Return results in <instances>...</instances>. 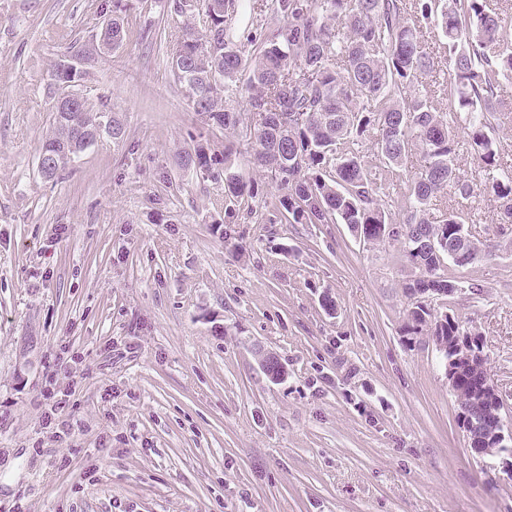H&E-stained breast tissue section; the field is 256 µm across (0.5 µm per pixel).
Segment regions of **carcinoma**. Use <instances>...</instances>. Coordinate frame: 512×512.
I'll list each match as a JSON object with an SVG mask.
<instances>
[{
    "label": "carcinoma",
    "instance_id": "obj_1",
    "mask_svg": "<svg viewBox=\"0 0 512 512\" xmlns=\"http://www.w3.org/2000/svg\"><path fill=\"white\" fill-rule=\"evenodd\" d=\"M121 0H112V15L102 25L124 40ZM283 20L274 40L247 34V44L233 38L237 0H178L176 11L197 9L209 14L208 34L186 38L171 64L189 105L205 121L224 132H236L241 115L226 108L224 88L242 82L251 106L249 138L255 140V163L276 173L283 190L276 209L290 224H345L363 241L403 245L404 256L418 270L405 285V333L428 330L453 349L470 331L453 314L439 313L424 297L448 288L447 264L475 263L486 244L470 237L464 210L448 208L430 216L438 199L469 200L488 196L497 203V221L512 224V171L502 163L489 136L493 121L512 110L505 81L512 79V20L496 12L489 0H274ZM436 22L438 49L427 52L424 23ZM340 26H334V23ZM448 70L443 86L446 111L412 88L424 74ZM72 88L69 73L56 64L51 74L52 101ZM56 128L41 152L54 156L43 171L53 179L62 165L79 157L101 135L124 136L119 118L88 106L79 112H56ZM462 130L475 151L479 177L460 176L458 136ZM377 131V155L402 167L419 152L421 164L405 181L397 203L405 211L395 223L382 185L367 168L360 144ZM207 176L224 179L230 198H253L259 184L234 170L231 148L218 155L199 146L181 157ZM434 235L456 250H426ZM488 373H456L452 385L459 411L482 423L478 447L495 442L483 430L502 423L501 411L481 400Z\"/></svg>",
    "mask_w": 512,
    "mask_h": 512
}]
</instances>
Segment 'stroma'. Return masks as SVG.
<instances>
[{"instance_id":"1","label":"stroma","mask_w":512,"mask_h":512,"mask_svg":"<svg viewBox=\"0 0 512 512\" xmlns=\"http://www.w3.org/2000/svg\"><path fill=\"white\" fill-rule=\"evenodd\" d=\"M173 3L123 0L124 42L86 86L125 134L47 180L51 72L105 0H0V512H512L431 335L403 334L400 243L283 221L254 140L175 80ZM228 141L263 188L231 220L223 181L179 163ZM467 208L491 249L449 266L463 289L443 306L482 334L512 429V225L492 198Z\"/></svg>"}]
</instances>
